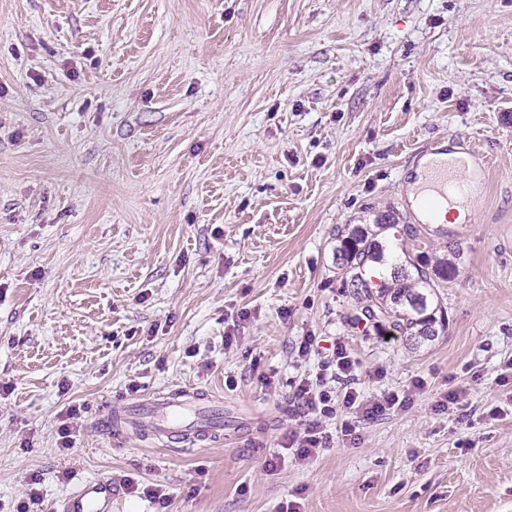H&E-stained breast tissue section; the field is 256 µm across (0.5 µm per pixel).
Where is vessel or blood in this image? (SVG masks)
<instances>
[{
  "label": "vessel or blood",
  "instance_id": "vessel-or-blood-1",
  "mask_svg": "<svg viewBox=\"0 0 512 512\" xmlns=\"http://www.w3.org/2000/svg\"><path fill=\"white\" fill-rule=\"evenodd\" d=\"M457 180L456 169L439 163L431 167L422 185L425 199L422 215L432 223L436 199L448 196V187ZM212 393L193 387L161 391L145 400V412L137 423L163 446L190 449L214 437L222 421L214 412ZM63 512H112V486L104 480L84 484L64 505Z\"/></svg>",
  "mask_w": 512,
  "mask_h": 512
}]
</instances>
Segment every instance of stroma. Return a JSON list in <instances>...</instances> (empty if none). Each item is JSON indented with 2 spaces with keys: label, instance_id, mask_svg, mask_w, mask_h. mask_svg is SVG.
<instances>
[{
  "label": "stroma",
  "instance_id": "stroma-1",
  "mask_svg": "<svg viewBox=\"0 0 512 512\" xmlns=\"http://www.w3.org/2000/svg\"><path fill=\"white\" fill-rule=\"evenodd\" d=\"M443 144L488 171L470 220L428 227L458 273L414 350L356 322L336 236L412 223ZM338 339L331 390L423 388L321 417L304 463L293 394ZM510 361L512 0H0V512L108 478L112 512H512ZM181 386L221 399L223 438L114 442L104 413ZM335 357L332 360L331 363H329L325 368L324 371L328 370L331 366H334V374H331V377L334 375V377H341L344 379H347L351 377L354 371L355 363L351 359V356L349 355L347 351L346 345L336 342V350L334 352ZM337 398H339L338 405L341 409L364 419L378 418L395 407H403L411 400L409 394L405 392L401 399L398 394L394 393L379 398L363 399L356 389L347 386ZM324 433L322 425L318 420H312L304 424L303 436L299 439L292 433V438L288 437L293 445L297 444L296 455L299 460L309 462L313 460L322 449Z\"/></svg>",
  "mask_w": 512,
  "mask_h": 512
}]
</instances>
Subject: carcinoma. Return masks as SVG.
<instances>
[{"label": "carcinoma", "instance_id": "cac0c4a2", "mask_svg": "<svg viewBox=\"0 0 512 512\" xmlns=\"http://www.w3.org/2000/svg\"><path fill=\"white\" fill-rule=\"evenodd\" d=\"M400 230L411 241L417 276H412L403 265L394 267L391 280L378 282L370 288L363 281L362 270L369 263L383 262L382 235ZM336 268L349 276L350 293L362 306L356 321L362 319L386 321L405 341L416 345L431 342L429 331L445 328V318L439 302L434 300L436 288L456 275L454 264L438 259L430 265L428 246L422 232L415 226L404 224H375L371 227L355 226L342 236L336 246Z\"/></svg>", "mask_w": 512, "mask_h": 512}]
</instances>
